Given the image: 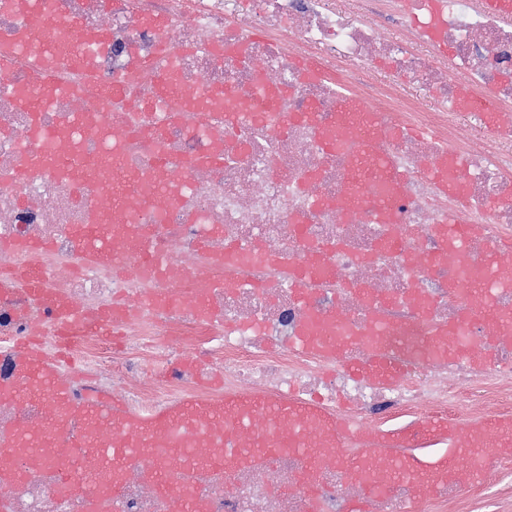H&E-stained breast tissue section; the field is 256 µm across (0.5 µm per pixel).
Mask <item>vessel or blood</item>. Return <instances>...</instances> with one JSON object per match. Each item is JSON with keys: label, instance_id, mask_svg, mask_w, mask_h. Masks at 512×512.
Listing matches in <instances>:
<instances>
[{"label": "vessel or blood", "instance_id": "vessel-or-blood-1", "mask_svg": "<svg viewBox=\"0 0 512 512\" xmlns=\"http://www.w3.org/2000/svg\"><path fill=\"white\" fill-rule=\"evenodd\" d=\"M160 96L156 102L159 112H166L170 101L189 102L190 97L171 79L169 66L157 69ZM52 72L36 77L18 96V104L26 109L39 111L47 108L50 98L45 89L52 84ZM466 111L478 112L484 119H494L498 112L496 101L489 96L475 98L464 95ZM353 133L371 141L385 137L376 113L359 105L351 95H341L336 111V135L344 137ZM139 191L137 182L124 172L120 152L112 154V206L118 213L127 215L129 222H136L131 214L129 200ZM460 277L469 295L481 298L489 294L493 279H512L506 270H493L487 266H471L461 271ZM295 347L332 359L344 349L348 341L342 336H319L308 332L294 341ZM492 345L480 351H470L468 329L457 330L455 345L443 347L437 333H420L403 336L398 331H384L378 345L372 347L363 359L349 362V374L391 382L406 375L412 364L427 355L445 354L448 357H466L485 362L492 357ZM15 361L25 373L27 381L19 386L0 381V399L41 401L47 408L42 423L35 427L14 428L0 440V453L22 456L30 466H42L53 458V438L65 431L68 411H76L87 423L88 433L82 441L100 461L99 485L96 496L109 500L112 512H122V486L133 460L142 456L152 457L154 464L146 477L163 496L179 497L177 488L169 479L171 463L199 454L224 463L225 467H261L274 465L277 451L286 448L306 457H317L319 449L340 445L343 439L356 434L351 422L326 411L317 405L286 395L230 392L217 399L186 396L160 405L147 413H134L124 400L109 396H91L80 405H73L70 387L56 367L45 359L41 351L32 346L18 348ZM267 421L261 435H254L256 420ZM112 425L123 432V439L112 445H103L98 437L100 428ZM452 425L444 418L427 417L416 431L417 437L453 435ZM512 446V417L499 414L484 419L480 428L472 431L464 448L453 449L450 455L428 464H413L405 459L387 460L380 479L366 478V458H351L346 469L352 480L359 482L360 494L345 504V512H370L374 498L382 495L394 482L415 474L420 479L440 482L452 480L459 484L483 480L484 470L478 460L488 448ZM81 456H73L69 464L59 470V486L64 493H83V486L75 481L73 470L80 466Z\"/></svg>", "mask_w": 512, "mask_h": 512}]
</instances>
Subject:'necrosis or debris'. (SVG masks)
Returning <instances> with one entry per match:
<instances>
[{
	"instance_id": "1",
	"label": "necrosis or debris",
	"mask_w": 512,
	"mask_h": 512,
	"mask_svg": "<svg viewBox=\"0 0 512 512\" xmlns=\"http://www.w3.org/2000/svg\"><path fill=\"white\" fill-rule=\"evenodd\" d=\"M34 34L60 50L64 93L43 112L16 104L40 62L16 48ZM72 43L83 47L75 58L66 53ZM213 45L223 47L222 60L209 55ZM7 51L17 57L0 73V275L30 265L46 292L0 293V380L24 384L8 348L35 338L72 356L63 374L74 399L117 388L141 412L199 393L201 372L213 368L223 370L225 390L290 393L345 413L364 433L385 418L512 408L506 339L494 364L428 357L390 385L345 370L370 347L375 320L428 331L468 319L479 347L499 338L500 317H512V283L494 288L484 317L457 279L469 263L512 268L511 255L493 251L512 237V19L478 0H257L252 8L244 0H127L108 15L98 0H55L47 15L35 0H0V54ZM162 55L173 57L172 78L194 101L174 121L149 108L159 87L142 62ZM295 56L316 77L303 78ZM379 58L434 89L436 105L395 75L374 76ZM259 80L276 89L272 103H253ZM115 82L124 97L104 99ZM465 91L493 96L503 110L478 147L458 124ZM344 92L393 135L373 143L352 136L349 152L331 150ZM248 105L262 120L225 133V112ZM116 149L144 187L132 227L112 209ZM353 150L376 163V178L401 175L393 221L376 220L369 192L357 210L337 206L354 184ZM437 172L460 179L463 204L440 192ZM454 210L467 227L460 251L448 232ZM103 227L121 246L122 272L111 254L87 255ZM298 265L313 271L304 303L290 273ZM154 298L164 306L152 307ZM311 316L347 336L335 360L292 346ZM84 431L71 416L53 462L0 483L12 512H89L86 497L56 489ZM362 453L375 469L392 456L354 439L321 455L323 512H343L354 486L343 461ZM150 466L146 455L133 464L124 512H177L145 480ZM305 468L285 450L271 470L227 473L197 459L172 463L170 475L200 512H310L303 490L285 500L272 493ZM461 492L451 482L426 490L411 477L392 484L373 512H407L423 494L447 512Z\"/></svg>"
}]
</instances>
